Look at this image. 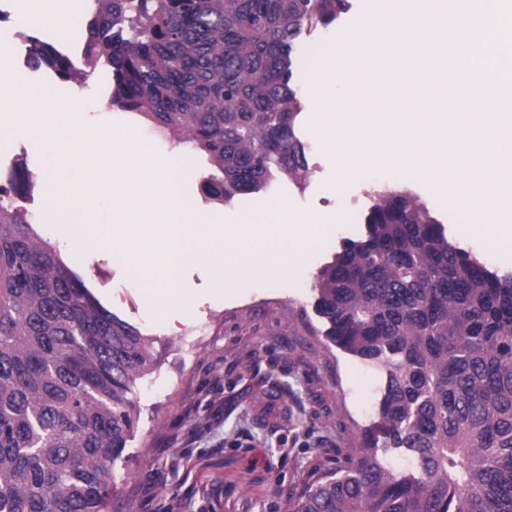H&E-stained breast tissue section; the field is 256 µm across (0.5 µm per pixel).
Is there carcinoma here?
I'll return each instance as SVG.
<instances>
[{"label":"carcinoma","instance_id":"cac0c4a2","mask_svg":"<svg viewBox=\"0 0 512 512\" xmlns=\"http://www.w3.org/2000/svg\"><path fill=\"white\" fill-rule=\"evenodd\" d=\"M79 34H24L30 61L70 81L99 70L108 104L202 154L220 201L308 166L296 127V40L347 0H94ZM0 182V512H108L154 364ZM316 274L327 338L385 377L378 420L317 470L285 512H512V274L448 240L417 197L385 190ZM403 456L398 468L388 453Z\"/></svg>","mask_w":512,"mask_h":512}]
</instances>
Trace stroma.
Returning <instances> with one entry per match:
<instances>
[{"mask_svg": "<svg viewBox=\"0 0 512 512\" xmlns=\"http://www.w3.org/2000/svg\"><path fill=\"white\" fill-rule=\"evenodd\" d=\"M24 79L66 104L68 119L86 129L133 124L154 157L179 153L186 163L182 192L214 224L245 223L271 199L299 214L339 208L362 214L375 189L397 182L391 172L378 171L340 194L328 191L336 172L311 123L316 104L303 86L305 181L280 178L265 191L221 202L201 190V155L142 116L108 106L102 73L79 84L29 68ZM43 152L34 137L0 133L2 171L22 162L40 176ZM14 203L59 245L103 305L152 341L155 363L136 389L137 429L116 465L118 494L109 512H284L285 494L300 490L313 470L335 468L371 423L383 376L329 343L315 310L316 273L343 240L363 234L358 218L333 226L287 276L239 274L227 281L211 259L191 264L164 315L154 290L128 287L129 266L110 246L74 247L70 226L51 208L43 185ZM456 242L490 266L512 271V246L492 232L457 235Z\"/></svg>", "mask_w": 512, "mask_h": 512, "instance_id": "obj_1", "label": "stroma"}]
</instances>
